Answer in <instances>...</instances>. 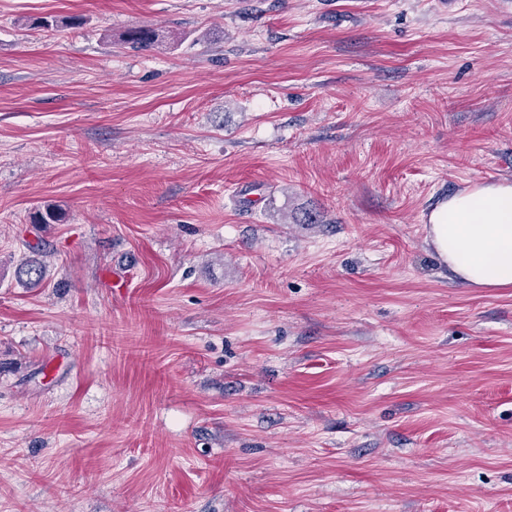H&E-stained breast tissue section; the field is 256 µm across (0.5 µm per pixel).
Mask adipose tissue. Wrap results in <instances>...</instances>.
<instances>
[{
    "label": "adipose tissue",
    "instance_id": "obj_1",
    "mask_svg": "<svg viewBox=\"0 0 512 512\" xmlns=\"http://www.w3.org/2000/svg\"><path fill=\"white\" fill-rule=\"evenodd\" d=\"M427 241L466 288L512 287V182L475 184L435 205Z\"/></svg>",
    "mask_w": 512,
    "mask_h": 512
}]
</instances>
